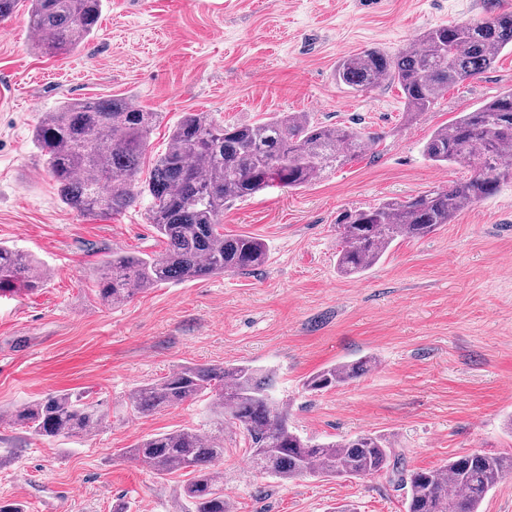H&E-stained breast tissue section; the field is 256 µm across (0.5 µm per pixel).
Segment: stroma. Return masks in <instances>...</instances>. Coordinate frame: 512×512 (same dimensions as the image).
Wrapping results in <instances>:
<instances>
[{
  "label": "stroma",
  "mask_w": 512,
  "mask_h": 512,
  "mask_svg": "<svg viewBox=\"0 0 512 512\" xmlns=\"http://www.w3.org/2000/svg\"><path fill=\"white\" fill-rule=\"evenodd\" d=\"M29 6L0 22V243L49 271L38 291L0 293V500L25 512H189L185 472L157 476L124 456L144 437L205 430L204 402L152 415L125 403L138 384L184 365L268 371L302 436L385 438L404 469H432L472 451L512 455V180L420 240H399L363 275L336 268L338 215L403 200L470 168L422 155L432 132L512 88V52L406 120L388 83L357 93L336 80L344 56L393 53L430 27L489 17L486 0H107L74 53L32 48ZM126 99L162 113L143 170L184 113L252 122L309 112L358 125L374 141L307 187H273L224 210V232L264 240L250 274L169 282L104 306L95 271L112 251L160 254L144 204L80 216L59 199L31 143L38 117L64 99ZM373 356L348 385L311 394V373ZM51 390L96 401L106 424L47 442L2 423ZM246 443L224 430V492L233 512H405L394 474L282 481L247 466Z\"/></svg>",
  "instance_id": "1"
}]
</instances>
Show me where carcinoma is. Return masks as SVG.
I'll use <instances>...</instances> for the list:
<instances>
[{"label": "carcinoma", "mask_w": 512, "mask_h": 512, "mask_svg": "<svg viewBox=\"0 0 512 512\" xmlns=\"http://www.w3.org/2000/svg\"><path fill=\"white\" fill-rule=\"evenodd\" d=\"M29 24L43 37L33 47L52 56L74 52L96 31L104 0H29ZM512 51V11L478 21L437 25L395 53L369 48L343 57L337 82L366 92L393 82L406 116L429 111L448 88L493 67ZM162 113L144 111L123 98L68 100L45 112L32 143L55 181L61 201L80 215H119L145 197L147 220L164 240L158 255L114 251L97 270L96 293L119 306L163 283L252 271L266 264L263 240L224 234V207L274 185L299 189L317 173L337 168L365 151L370 137L360 127L325 125L307 112H275L254 123L226 125L209 112H186L169 134L148 179L139 175L149 135ZM436 167L470 166L473 174L402 201L342 212L336 226L340 273L359 276L399 239H422L469 206L495 196L512 178V88L440 126L423 147ZM44 267L23 251L0 244V291H35ZM367 357L309 375L305 390L324 392L361 376ZM207 401L213 430L183 428L154 435L126 456L156 475L185 470L184 488L194 512H231L219 466L224 427L244 434L256 474L281 480L306 476L401 475L406 512H480L486 494L512 477V456L472 452L437 469L404 472L379 435L361 432L341 441L317 442L290 429L288 405L272 391L269 375L245 364L183 366L158 381L139 384L126 404L136 415ZM106 415L97 404L67 391H51L10 412L12 424L50 441L98 430Z\"/></svg>", "instance_id": "carcinoma-1"}]
</instances>
